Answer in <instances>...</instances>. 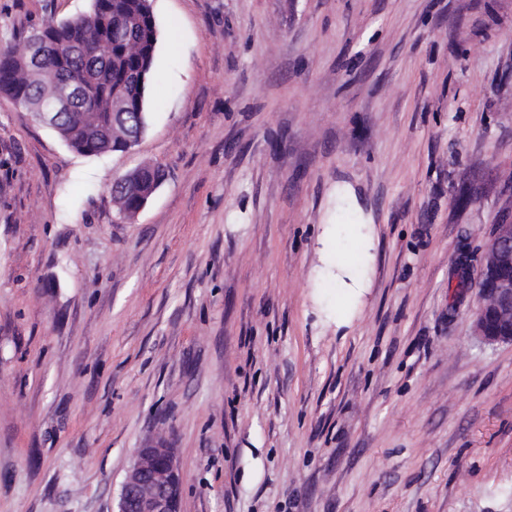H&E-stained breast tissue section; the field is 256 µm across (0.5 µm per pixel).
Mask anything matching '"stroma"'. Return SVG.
<instances>
[{
  "label": "stroma",
  "instance_id": "35a3bbf8",
  "mask_svg": "<svg viewBox=\"0 0 512 512\" xmlns=\"http://www.w3.org/2000/svg\"><path fill=\"white\" fill-rule=\"evenodd\" d=\"M92 0H0V50ZM147 127L79 154L0 94V512H512V0H151ZM155 165L134 217L116 179ZM476 329L488 343L512 344V221L495 224L481 262ZM181 474L173 448H140L121 486L115 512H179Z\"/></svg>",
  "mask_w": 512,
  "mask_h": 512
}]
</instances>
